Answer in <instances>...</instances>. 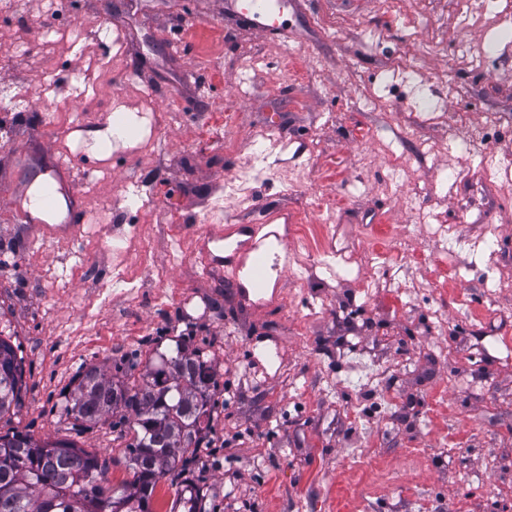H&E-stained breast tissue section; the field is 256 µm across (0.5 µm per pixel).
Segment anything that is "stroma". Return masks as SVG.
I'll list each match as a JSON object with an SVG mask.
<instances>
[{
	"label": "stroma",
	"instance_id": "35a3bbf8",
	"mask_svg": "<svg viewBox=\"0 0 512 512\" xmlns=\"http://www.w3.org/2000/svg\"><path fill=\"white\" fill-rule=\"evenodd\" d=\"M224 2L0 0V85L24 96L54 87L51 100L0 109V193L50 182L47 152L78 140L77 124H104L114 96L149 95L174 115L159 130L155 168L113 150L91 193L113 231L147 223L144 246L167 275L139 299L109 288V251L92 243L77 259L63 238L43 240L0 209V332L19 344L26 384L0 431L75 438L108 460L110 484L131 480L111 421L71 436L62 391L86 365H142L180 339L211 357L217 382L220 416L200 451L207 512H512V359L496 347L512 339V39L463 28L456 0H399L394 13L382 0H294L287 39L269 40ZM63 23L91 53L57 51ZM106 26L125 33L121 57L100 36ZM435 33L443 43L422 59L419 83L456 120L455 135L424 123L407 142L398 132L411 108L385 95L382 79ZM481 43L492 56L476 69L463 50ZM79 75L96 89L77 103ZM371 95L384 104L366 106ZM488 112L505 123L472 147ZM271 116L289 165L270 154L247 198L216 196ZM421 140L440 152L421 157ZM492 161L507 179L485 192ZM157 179L166 193L140 217L136 184ZM170 195L181 204L173 243L151 233L170 221ZM281 211L298 231L287 261L269 262L272 288L255 291L247 268L215 287L202 242L230 224L232 241L246 244L252 225ZM425 213L452 225L447 243L421 228ZM385 236L402 241L401 262L366 263ZM448 254L454 269L430 287ZM370 282L380 296L366 297ZM183 295L210 304L188 311Z\"/></svg>",
	"mask_w": 512,
	"mask_h": 512
}]
</instances>
